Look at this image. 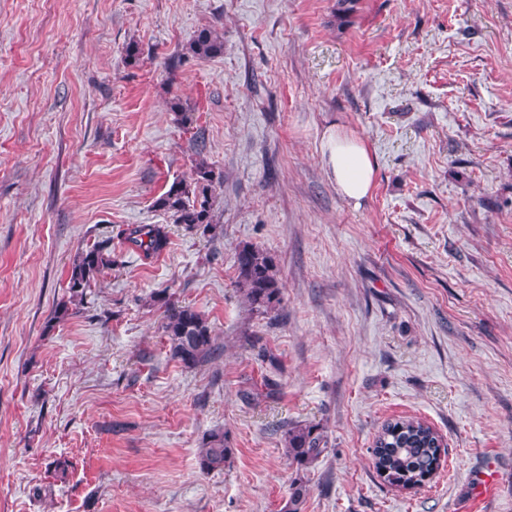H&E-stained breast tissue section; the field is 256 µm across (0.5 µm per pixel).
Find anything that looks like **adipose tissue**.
<instances>
[{"label": "adipose tissue", "mask_w": 512, "mask_h": 512, "mask_svg": "<svg viewBox=\"0 0 512 512\" xmlns=\"http://www.w3.org/2000/svg\"><path fill=\"white\" fill-rule=\"evenodd\" d=\"M321 152L339 194L353 205H360L373 186L376 161L367 144L342 131L326 129Z\"/></svg>", "instance_id": "obj_1"}]
</instances>
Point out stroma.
<instances>
[{
  "label": "stroma",
  "instance_id": "stroma-1",
  "mask_svg": "<svg viewBox=\"0 0 512 512\" xmlns=\"http://www.w3.org/2000/svg\"><path fill=\"white\" fill-rule=\"evenodd\" d=\"M209 27L224 52L196 59ZM330 126L376 160L360 206ZM199 157L223 177L206 235L153 206ZM130 224L167 250L128 249ZM106 238L117 265L70 301ZM246 245L276 261L277 323L235 286ZM163 289L215 358H170ZM400 416L448 446L410 491L371 454ZM294 422L328 436L300 512H512V0H0V512H288ZM218 428L234 454L201 472ZM321 152L337 192L360 206L370 194L376 170L367 144L359 137L328 128L322 137ZM124 243L145 258L163 253L170 237L164 224H130L121 233ZM108 245L109 241L96 242L78 254L68 281L70 301L74 302L77 298L81 300L86 290L91 288L92 284H96L104 269L117 265L116 257H112L108 252Z\"/></svg>",
  "mask_w": 512,
  "mask_h": 512
}]
</instances>
